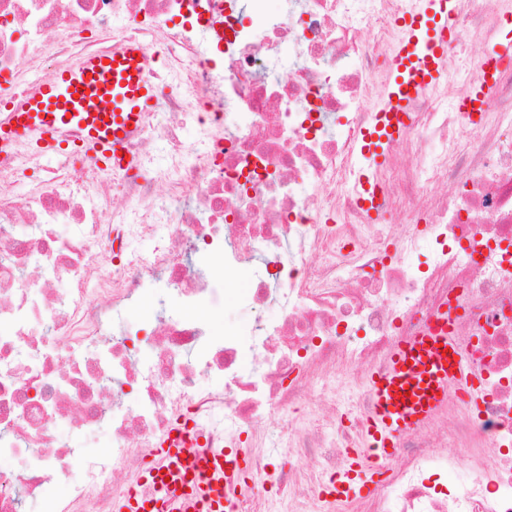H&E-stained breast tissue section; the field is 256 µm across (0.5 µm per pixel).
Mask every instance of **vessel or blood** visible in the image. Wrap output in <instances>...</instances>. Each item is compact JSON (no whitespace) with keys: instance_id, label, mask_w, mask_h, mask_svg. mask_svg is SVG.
Wrapping results in <instances>:
<instances>
[{"instance_id":"obj_1","label":"vessel or blood","mask_w":512,"mask_h":512,"mask_svg":"<svg viewBox=\"0 0 512 512\" xmlns=\"http://www.w3.org/2000/svg\"><path fill=\"white\" fill-rule=\"evenodd\" d=\"M403 27L407 39L390 65L385 107L362 137V155L372 165L379 164L387 142L410 122L411 100L442 76L440 62L448 54L454 28L450 0H422L420 9L404 18ZM151 58L142 43L129 41L85 54L53 82L34 84L25 98L0 113V155H10L21 142L47 157L60 154L58 135L65 129L73 137L74 154L96 155L115 171H135L139 160L129 153L128 141L159 97L157 84L146 74ZM506 62H512L510 36L484 54L462 112L480 117L495 73ZM451 326L444 317L435 329L397 342L387 365L370 376L372 407L362 428L365 445L327 484L328 495L348 498L366 491L390 459L397 439L421 427L447 402L449 385L469 382L467 364L448 334ZM193 436L190 426L179 424L175 435L155 449L140 477L149 494L131 490L114 503V512H235L245 453L204 448L190 456L181 444Z\"/></svg>"}]
</instances>
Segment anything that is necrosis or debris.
Masks as SVG:
<instances>
[{
	"label": "necrosis or debris",
	"mask_w": 512,
	"mask_h": 512,
	"mask_svg": "<svg viewBox=\"0 0 512 512\" xmlns=\"http://www.w3.org/2000/svg\"><path fill=\"white\" fill-rule=\"evenodd\" d=\"M511 2L452 0L457 51L388 143L391 165L371 169L360 139L418 0H0L9 97L31 89L23 70L125 40L170 56L148 72L166 119L148 113L131 141L148 176L99 183L98 165L46 168L24 147L0 161V457L18 462L0 470V512H113L179 420L198 435L188 452L245 449L262 490L238 492L237 512H512V63L478 125L460 110ZM32 166L36 188L5 191ZM366 180L387 223L362 204ZM232 271L254 314L242 338L197 315L223 306ZM139 305L153 339L134 356ZM444 316L474 382L445 407L451 437L428 422L372 494L327 496L361 445L369 373ZM60 423L112 445L88 453Z\"/></svg>",
	"instance_id": "necrosis-or-debris-1"
}]
</instances>
